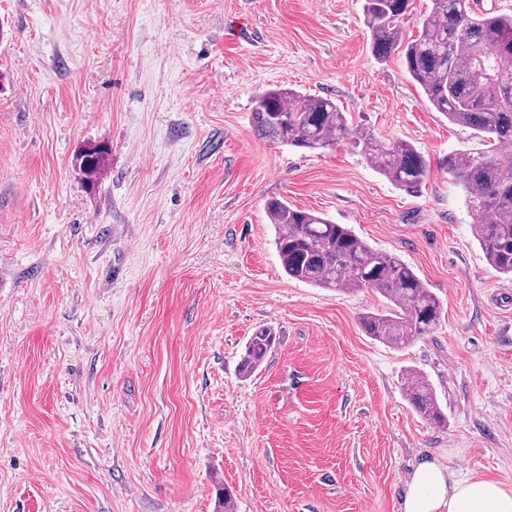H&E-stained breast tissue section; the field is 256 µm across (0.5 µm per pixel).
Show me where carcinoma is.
<instances>
[{"label":"carcinoma","instance_id":"obj_1","mask_svg":"<svg viewBox=\"0 0 512 512\" xmlns=\"http://www.w3.org/2000/svg\"><path fill=\"white\" fill-rule=\"evenodd\" d=\"M414 0H365L364 23L377 61L400 51L403 65L432 107L454 125L469 128L488 146L481 152H450L437 161L462 187L473 217L472 233L488 265L512 276V158L500 149L512 145V15L480 7V0H429L417 38L407 41L403 23ZM252 127L261 138L300 150H316L352 139L391 183L415 193L431 169L415 146L378 143L367 128L327 97L288 88L259 94ZM109 148L90 144L73 157L88 185L96 186L107 168ZM276 231L275 245L285 274L318 288L340 291L370 288L389 303L383 313L361 319L365 333L393 348L434 332L442 303L413 269L397 256L375 248L346 224L293 208L280 199L266 202ZM275 343L260 329L246 344L239 371L249 376ZM406 397L425 420L440 424L444 413L428 379L406 375Z\"/></svg>","mask_w":512,"mask_h":512}]
</instances>
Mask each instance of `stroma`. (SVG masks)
Returning a JSON list of instances; mask_svg holds the SVG:
<instances>
[{
  "label": "stroma",
  "instance_id": "stroma-1",
  "mask_svg": "<svg viewBox=\"0 0 512 512\" xmlns=\"http://www.w3.org/2000/svg\"><path fill=\"white\" fill-rule=\"evenodd\" d=\"M363 3L0 0V512H214L219 483L235 512H400L430 454L512 487V277L435 167L483 145L376 60ZM275 87L413 144L419 193L347 143L257 136ZM90 143L110 150L94 189L72 165ZM272 198L409 264L435 332L389 347L360 325L378 293L288 278ZM412 369L446 425L408 403ZM275 343V336L269 329H260L246 344L244 354L239 364L243 376H250L263 364L268 352Z\"/></svg>",
  "mask_w": 512,
  "mask_h": 512
}]
</instances>
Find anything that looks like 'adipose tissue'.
<instances>
[{
	"label": "adipose tissue",
	"mask_w": 512,
	"mask_h": 512,
	"mask_svg": "<svg viewBox=\"0 0 512 512\" xmlns=\"http://www.w3.org/2000/svg\"><path fill=\"white\" fill-rule=\"evenodd\" d=\"M401 512H512V488L481 477H454L446 462L421 459L411 470Z\"/></svg>",
	"instance_id": "1"
}]
</instances>
